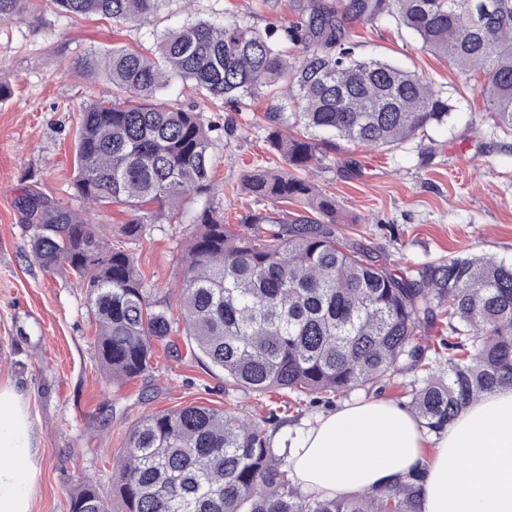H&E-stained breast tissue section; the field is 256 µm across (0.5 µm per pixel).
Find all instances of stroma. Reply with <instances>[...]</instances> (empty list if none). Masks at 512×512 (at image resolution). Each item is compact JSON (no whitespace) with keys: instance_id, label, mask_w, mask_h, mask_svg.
<instances>
[{"instance_id":"stroma-1","label":"stroma","mask_w":512,"mask_h":512,"mask_svg":"<svg viewBox=\"0 0 512 512\" xmlns=\"http://www.w3.org/2000/svg\"><path fill=\"white\" fill-rule=\"evenodd\" d=\"M295 0H196L182 12L178 0L151 25L113 32L93 16L60 17L36 0L30 11L0 28V83L13 89L0 102V386L13 388L27 413L40 472L31 512H70V497L94 484L112 512H122L112 483L130 428L144 415L195 402L228 408L264 427L269 438L286 435L304 419L367 398L303 397L291 411L282 394L263 397L224 387V375L196 360L171 357L156 347L140 377L115 383L101 371L95 321L85 289L68 269L43 268L33 257L31 228L21 224L14 201L22 186L37 183L62 205L79 208L67 192L80 110L112 98L110 85L90 80L75 64L91 50L112 45L152 48L157 33L187 21L219 22L234 16L265 28L289 25ZM350 30L361 57H378L430 77L448 99L447 121L428 127L390 150L347 143L313 168L323 192L336 199L340 238L367 248L380 264L415 270L456 255L512 261V134L483 107L481 76L470 78L421 50L418 39L390 20H354ZM275 105L262 97L206 113L212 132V194L187 199L178 216L146 225L130 240L120 234L128 214L97 209L93 223L107 227L114 244L132 252L146 276L152 302L175 306L182 285V255L205 210L223 214L230 229L266 202L250 194L245 178L281 161L266 141V118Z\"/></svg>"}]
</instances>
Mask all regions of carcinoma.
<instances>
[{"label": "carcinoma", "instance_id": "obj_1", "mask_svg": "<svg viewBox=\"0 0 512 512\" xmlns=\"http://www.w3.org/2000/svg\"><path fill=\"white\" fill-rule=\"evenodd\" d=\"M32 2L0 0V26ZM48 2L71 21L96 15L116 28L152 23L172 0ZM300 2L287 27L188 22L160 32L148 54L112 47L79 60L78 69L112 85L111 102L90 103L78 118L70 185L83 210L30 185L15 207L35 228L39 263L66 267L87 290L99 365L112 378L145 373L155 345L173 349L175 331L193 358L224 372L225 386L259 396L381 390L407 361L410 405L437 435L464 406L512 382V263L450 257L417 279L400 276L340 241L336 201L298 172L339 142L388 150L448 118V101L426 75L355 58L352 18H392L462 75H483L487 109L512 132V0ZM178 84L216 109L275 93L281 103L266 114L267 142L288 166L249 177L251 192L273 205L245 218L262 232L232 231L211 211L198 220L182 261L180 322L150 301L133 254L88 219L121 204L132 215L122 235L138 238L159 214L171 218L184 200L213 190L203 113L160 100ZM300 122L328 137L317 144L290 132ZM291 201L301 209H280ZM437 323L448 337L428 357L418 333ZM424 474L421 467L389 489L345 500L307 496L259 424L189 404L150 413L129 431L113 489L123 512H421ZM70 512L111 509L85 483Z\"/></svg>", "mask_w": 512, "mask_h": 512}]
</instances>
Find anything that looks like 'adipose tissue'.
I'll return each instance as SVG.
<instances>
[{
  "label": "adipose tissue",
  "mask_w": 512,
  "mask_h": 512,
  "mask_svg": "<svg viewBox=\"0 0 512 512\" xmlns=\"http://www.w3.org/2000/svg\"><path fill=\"white\" fill-rule=\"evenodd\" d=\"M433 444L422 512H512V383L463 408L437 437L383 397L318 415L288 450L303 494L345 499L403 480ZM38 451L13 389L0 388V512H31Z\"/></svg>",
  "instance_id": "1"
}]
</instances>
